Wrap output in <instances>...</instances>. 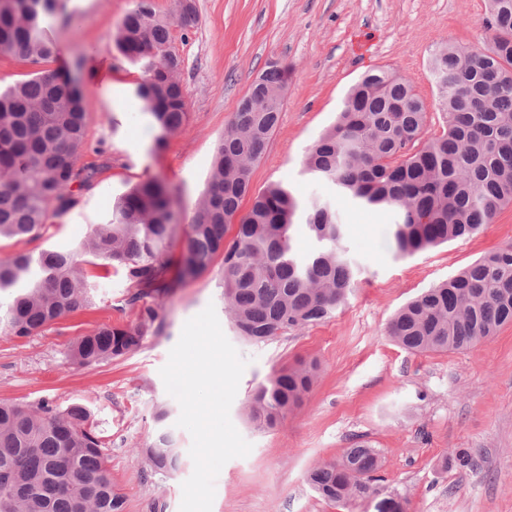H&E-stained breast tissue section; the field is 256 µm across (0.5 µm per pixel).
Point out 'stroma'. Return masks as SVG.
Listing matches in <instances>:
<instances>
[{"mask_svg": "<svg viewBox=\"0 0 512 512\" xmlns=\"http://www.w3.org/2000/svg\"><path fill=\"white\" fill-rule=\"evenodd\" d=\"M197 21L173 26L182 61L185 128L154 150L157 135L133 89L141 64L118 54L114 38L133 0H69L74 23L52 21L64 58L82 56L86 146L78 166L98 167L94 185L32 242L4 240L0 253L65 252L112 216L116 197L147 178L170 189L179 224H188L210 179L215 146L254 79L276 61L288 69L279 124L251 173V191L282 183L299 199H330L331 184L303 169L307 149L335 123L344 98L369 69L392 66L412 79L427 112L424 137L440 133L429 61L443 44L484 45L485 0H194ZM345 242L360 267L353 293L330 319L255 342L224 309L218 269L148 297L161 330L125 358L92 366L70 360L75 337L129 322L120 270L89 265L93 303L35 336L0 334V401L60 408L81 402L111 440L108 468L124 512H179L193 472L192 438L179 428L178 402L160 376L184 323L214 306L221 328L248 365L230 418L251 452L229 460L215 480L212 512H345L309 486L308 473L363 441L377 451L387 492L409 512H512V326L488 341L447 353H411L387 333L393 314L422 291L512 242V206L475 237L396 257L393 215L340 207ZM318 360L321 374L278 427L250 422L247 401L275 372ZM168 406L164 424L156 410ZM172 431L181 465L150 475L141 449L158 429Z\"/></svg>", "mask_w": 512, "mask_h": 512, "instance_id": "obj_1", "label": "stroma"}]
</instances>
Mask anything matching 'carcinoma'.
I'll return each instance as SVG.
<instances>
[{"mask_svg":"<svg viewBox=\"0 0 512 512\" xmlns=\"http://www.w3.org/2000/svg\"><path fill=\"white\" fill-rule=\"evenodd\" d=\"M68 2L0 0V56L34 67L29 78L0 90V239H38L51 218L74 206V190L92 187L98 174L77 166L87 129L83 60L64 70L47 68L55 60L48 19L73 22ZM486 3L490 37L484 46L446 44L432 59L446 116L442 132L421 142L426 107L412 80L392 68H373L303 159L307 171L335 187L336 200L303 203L272 184L243 212L252 166L279 123L286 95V68L269 65L265 89L237 109L216 147L206 192L184 229L179 280L199 277L222 258L220 285L235 327L250 340H273L332 317L355 287L358 265L344 245L338 204L394 212L391 234L402 258L494 223L512 205V0ZM195 23L192 0H178L173 17L157 12L152 0H135L119 26V53L145 68L133 93L158 130L157 150L188 120L181 62L168 52L171 27ZM174 221L167 186L150 178L120 195L112 222L95 225L79 249L1 254L0 294L6 298L0 299V332L27 338L90 305L82 274L90 255L104 267H120L134 319L77 337L69 357L91 366L136 351L160 330L156 309L139 301L169 288L163 256L176 235ZM300 225L313 239L305 254L293 247ZM507 325L511 243L410 300L390 320L388 335L408 351L440 353L489 340ZM317 371V363L300 362L273 374L250 398L251 419L276 426ZM105 448V436L81 403L59 410L48 401L36 407L0 401V512H124ZM141 452L153 476H169L180 466L166 429ZM379 466L375 450L358 442L313 469L308 481L323 499L349 510L372 502L376 512H408L404 499L378 483Z\"/></svg>","mask_w":512,"mask_h":512,"instance_id":"obj_1","label":"carcinoma"}]
</instances>
